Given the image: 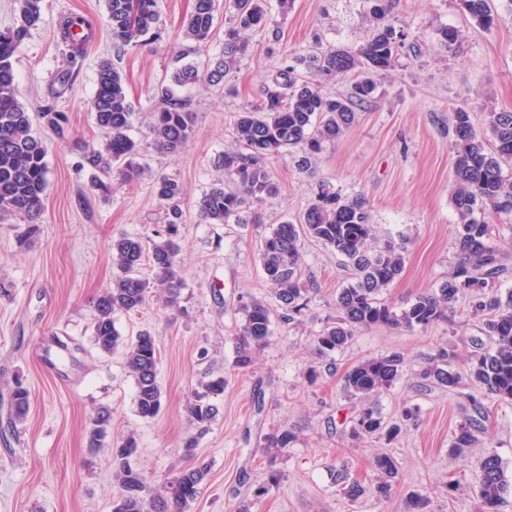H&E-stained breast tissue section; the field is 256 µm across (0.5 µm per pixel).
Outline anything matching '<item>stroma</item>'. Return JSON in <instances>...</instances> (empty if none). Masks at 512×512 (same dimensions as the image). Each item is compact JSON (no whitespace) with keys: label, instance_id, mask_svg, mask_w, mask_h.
Wrapping results in <instances>:
<instances>
[{"label":"stroma","instance_id":"obj_1","mask_svg":"<svg viewBox=\"0 0 512 512\" xmlns=\"http://www.w3.org/2000/svg\"><path fill=\"white\" fill-rule=\"evenodd\" d=\"M192 7L193 0H158L160 38L118 53L105 22V0H44L40 22L14 56L21 102L31 109L54 102L68 114L70 134L65 141L44 137L50 186L35 236L27 237L26 218H0V512H112L120 488L109 446L128 435L137 440L136 463L155 490L191 466L184 442L196 437L197 457L209 463L210 472L189 512H239L244 503L250 512H405L412 495L426 498L430 512H480L472 459L485 451L498 454L512 480V402H492L470 457L456 459L449 448L458 425L472 414L469 403L463 393L421 377L431 357L448 346L458 353L455 370L465 371L473 340L483 336L466 301L457 303L450 319L426 330L364 329L332 359L322 358L314 338L336 318V295L352 275L334 251L306 239L302 273L314 277L320 290L302 316L290 324L275 322L249 372L233 366L234 337L241 299L272 298L259 262L262 238L277 224L297 221L322 181L342 194L363 195L371 207L374 245L389 241L402 252L404 269L382 295L387 304L403 308L447 280L459 224L451 199L450 116L460 106L479 119L492 107L512 109V0H493L497 21L488 29L478 27L459 0H399L397 25L408 37L358 122L325 145L312 174L300 172L289 155L268 158L278 193L226 224L199 223L197 203L219 176L214 157L235 146L236 113L258 100L278 59L267 55L257 33L223 88H177L179 97L193 103L196 136L179 152L155 151L153 93L171 79ZM269 9L282 46L298 57L318 39L357 48L369 24L364 0H294L285 14L271 0ZM72 14L89 18L95 32L75 64V81L62 89L57 78L71 49L60 23ZM444 26L461 31L458 51L440 46L437 31ZM103 58L123 74L135 109L130 135L146 173L133 182L98 174L86 159L87 147L105 140L92 109ZM161 175L184 188L183 309L167 308L156 289L140 312L115 316L122 335L150 331L159 350L163 405L156 417L143 419L122 354L101 353L91 323L93 303L116 273L113 238L145 237L161 227L162 209L152 190ZM64 336L70 339L66 350L57 344ZM392 353L403 357L404 374L374 403L388 420L408 406L419 413L403 422L394 440L351 439L362 403L343 393L341 376L359 361ZM214 374L223 375L224 393L218 417L203 428L190 422L187 404ZM18 381L30 389L31 404L24 422L16 424L10 395ZM103 407L112 412L109 445L92 456L87 430ZM283 428L297 440L277 462L282 480L256 496L266 480L262 443ZM380 454L391 455L399 470L390 497L347 501L336 484L337 470L372 478Z\"/></svg>","mask_w":512,"mask_h":512}]
</instances>
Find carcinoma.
Listing matches in <instances>:
<instances>
[{
	"label": "carcinoma",
	"instance_id": "1",
	"mask_svg": "<svg viewBox=\"0 0 512 512\" xmlns=\"http://www.w3.org/2000/svg\"><path fill=\"white\" fill-rule=\"evenodd\" d=\"M16 25L0 33V216L21 214L34 221L41 214L49 187V168L42 139L33 130V120L60 140L69 135L66 113L47 105L33 114L19 101L13 57L41 19L43 0H18ZM266 0H224L229 13L224 29L222 52L206 64L205 74L196 65L175 68L172 83L189 86L201 81L223 88L224 77L237 68L247 55L246 33L268 24ZM398 0H368L370 27L363 43L355 50L329 47L305 58L290 60L279 47V31L272 30L266 52L279 57V65L263 86L261 102L238 112L234 136L238 147L215 156L213 164L223 177L215 180L197 202V216L208 224H225L238 218L244 208L258 205L278 192V185L266 159L292 152L294 164L302 172L311 170L312 160L327 143L339 140L357 121L358 106L366 103L377 89L376 77L395 66L404 44L405 33L395 27L394 8ZM476 24L489 29L495 22L490 0H460ZM218 0H194L184 25V38L190 45L180 49L176 61L185 59L209 45L214 38ZM106 25L117 50L137 47L161 37L157 0H106ZM460 34L455 28L438 29V41L453 51ZM312 69L327 77H350L347 95H329L299 69ZM159 106L153 112L154 146L161 153L184 149L195 137L193 110L187 99L176 98L167 86L156 89ZM93 109L97 126L107 134L99 150H90L87 160L103 171L111 163L121 164L119 175L126 182L140 178L144 166L137 162L139 150L129 131L134 106L129 101L122 73L109 60L98 64ZM454 133V182L452 200L458 212L457 265L434 291L418 296L407 307L396 311L379 298L381 291L403 271L400 251L387 243L372 245L371 210L359 196H347L328 183L318 185L315 196L298 223L286 221L266 236L259 251L263 276L275 287L281 313L290 323L308 306V295L318 290L313 278L301 280L303 238L314 240L341 256L351 268L353 281L342 288L336 305L341 316L327 323L316 337L319 354L328 357L343 349L363 328L387 326L408 331L425 330L448 318L459 297L471 298L470 313L482 321L489 348L468 358V378L482 389L484 396L512 401V291L502 294L496 288L504 271L500 249L493 242L492 220L512 217V182L504 176L503 165L512 163V109H491L483 122L464 108L452 113ZM153 192L164 209V229L154 236L123 235L112 240V260L120 274L112 287L95 300L92 340L104 354L120 351L136 382V411L152 419L162 406V387L158 380V350L148 331L135 338L122 336L116 328L118 312H138L149 301V283L140 276L149 263L164 286L165 305L181 310L184 283L179 272L178 242L183 187L173 178L159 177ZM242 322L235 337L234 367L251 369L257 351L273 335L274 309L263 300L251 298L242 303ZM457 358L453 350L441 348L434 355L424 378L453 391L461 387L462 375L452 368ZM403 374V359L397 355L363 360L345 371L342 390L365 401L353 420L351 435L383 434L394 438L400 431L396 423L385 422L369 399L392 387ZM224 394V377L216 376L202 384L189 406L192 423L207 426L219 413L217 399ZM473 416L460 424L450 452L461 457L473 445V430L488 416L480 399L470 396ZM31 403L30 390L18 383L11 393L12 419H26ZM112 424V413L99 409L88 429L91 449L104 446ZM268 447L267 480L257 496L280 483L276 460L295 441L294 433L282 429L266 437ZM138 448L136 438L127 436L111 448L113 477L121 487L112 512H186L200 493L209 474L203 461L178 472L168 480L163 492L149 490L145 475L133 467L131 458ZM479 474L477 497L480 512H498L505 497L512 494L500 458L487 452L476 461ZM375 479L367 484L341 470L336 474L340 492L351 501L364 495L378 499L390 496L392 481L398 475L394 459L380 455L374 461Z\"/></svg>",
	"mask_w": 512,
	"mask_h": 512
}]
</instances>
